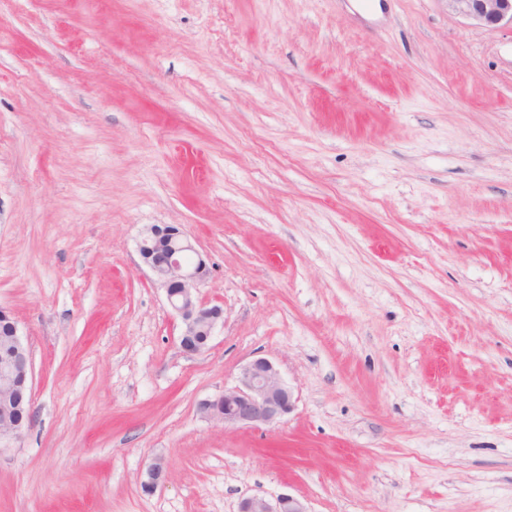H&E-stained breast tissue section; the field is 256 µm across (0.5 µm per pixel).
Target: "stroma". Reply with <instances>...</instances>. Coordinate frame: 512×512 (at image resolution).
Instances as JSON below:
<instances>
[{
	"instance_id": "1",
	"label": "stroma",
	"mask_w": 512,
	"mask_h": 512,
	"mask_svg": "<svg viewBox=\"0 0 512 512\" xmlns=\"http://www.w3.org/2000/svg\"><path fill=\"white\" fill-rule=\"evenodd\" d=\"M150 224L209 258L205 352ZM0 307L34 411L0 512H512V28L446 0H0ZM259 356L293 411L205 418ZM138 252L181 321V348L190 354L208 349L224 309L198 298L199 288L210 272L207 255L195 248L182 227L156 224L142 231ZM240 512H308L305 505L297 498L290 495L281 496L275 506L270 505L264 499L250 497L240 504Z\"/></svg>"
}]
</instances>
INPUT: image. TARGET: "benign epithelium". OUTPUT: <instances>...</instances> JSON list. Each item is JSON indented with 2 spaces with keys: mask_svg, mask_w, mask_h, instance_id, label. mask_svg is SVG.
Instances as JSON below:
<instances>
[{
  "mask_svg": "<svg viewBox=\"0 0 512 512\" xmlns=\"http://www.w3.org/2000/svg\"><path fill=\"white\" fill-rule=\"evenodd\" d=\"M447 2L448 11L476 25L512 26V0ZM138 252L181 321V348L190 354L208 349L216 326L223 320L224 309L198 298L199 288L209 275L207 255L195 248L182 227L156 224L142 231ZM0 335L12 343L8 357L0 362V441L16 440L32 424V359L18 321L3 307H0ZM294 406V392L283 381L276 364L266 357H257L241 367L234 387L202 401L199 411L226 427L255 428L279 422ZM164 479V467L154 462L144 472L142 488L151 493ZM240 512L307 510L299 499L285 495L273 506L262 498H246L240 504Z\"/></svg>",
  "mask_w": 512,
  "mask_h": 512,
  "instance_id": "1",
  "label": "benign epithelium"
}]
</instances>
